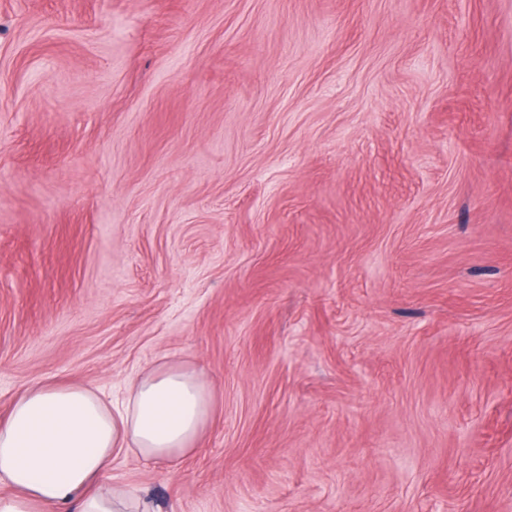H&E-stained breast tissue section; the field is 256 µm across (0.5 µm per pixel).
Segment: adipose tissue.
I'll use <instances>...</instances> for the list:
<instances>
[{"instance_id":"1","label":"adipose tissue","mask_w":512,"mask_h":512,"mask_svg":"<svg viewBox=\"0 0 512 512\" xmlns=\"http://www.w3.org/2000/svg\"><path fill=\"white\" fill-rule=\"evenodd\" d=\"M212 412L209 387L183 363L142 373L119 406L83 386L24 389L0 417V512H154L140 491L107 483L113 454L187 456Z\"/></svg>"}]
</instances>
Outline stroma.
Returning a JSON list of instances; mask_svg holds the SVG:
<instances>
[{"instance_id": "obj_1", "label": "stroma", "mask_w": 512, "mask_h": 512, "mask_svg": "<svg viewBox=\"0 0 512 512\" xmlns=\"http://www.w3.org/2000/svg\"><path fill=\"white\" fill-rule=\"evenodd\" d=\"M160 361V512H512V0H0V415Z\"/></svg>"}]
</instances>
